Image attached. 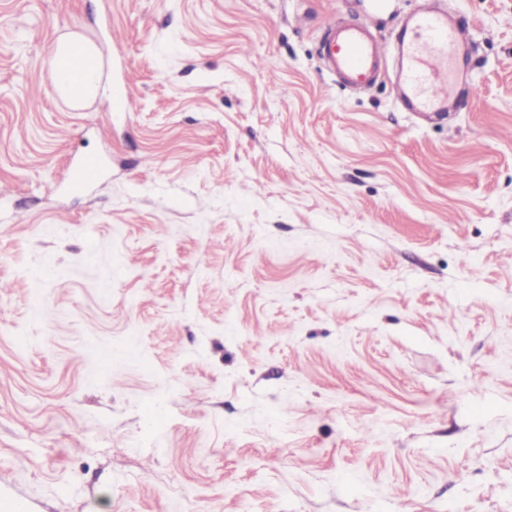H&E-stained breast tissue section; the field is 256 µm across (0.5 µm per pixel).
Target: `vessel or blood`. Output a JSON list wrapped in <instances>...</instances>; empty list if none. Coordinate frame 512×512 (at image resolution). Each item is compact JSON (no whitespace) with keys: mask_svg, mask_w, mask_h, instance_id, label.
Returning a JSON list of instances; mask_svg holds the SVG:
<instances>
[{"mask_svg":"<svg viewBox=\"0 0 512 512\" xmlns=\"http://www.w3.org/2000/svg\"><path fill=\"white\" fill-rule=\"evenodd\" d=\"M413 39L398 38L394 45L374 39L361 25H349L327 43L326 65L350 84L372 81L388 54L402 62L398 90L409 111H444L459 79V55L469 42L464 25L452 22L431 0L410 17Z\"/></svg>","mask_w":512,"mask_h":512,"instance_id":"1","label":"vessel or blood"}]
</instances>
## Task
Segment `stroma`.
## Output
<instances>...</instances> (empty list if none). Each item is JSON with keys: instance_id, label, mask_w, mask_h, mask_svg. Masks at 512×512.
<instances>
[{"instance_id": "35a3bbf8", "label": "stroma", "mask_w": 512, "mask_h": 512, "mask_svg": "<svg viewBox=\"0 0 512 512\" xmlns=\"http://www.w3.org/2000/svg\"><path fill=\"white\" fill-rule=\"evenodd\" d=\"M440 2L427 123L321 59L420 0H0V512H512V0ZM61 49L65 51L60 54ZM91 58H97L95 47L78 38H70L69 44L58 48L53 56L48 71L55 72L62 64L68 67L70 82L61 92L73 101L79 102L99 93V68L87 64V60ZM49 82L52 85H62L63 79L55 72Z\"/></svg>"}]
</instances>
